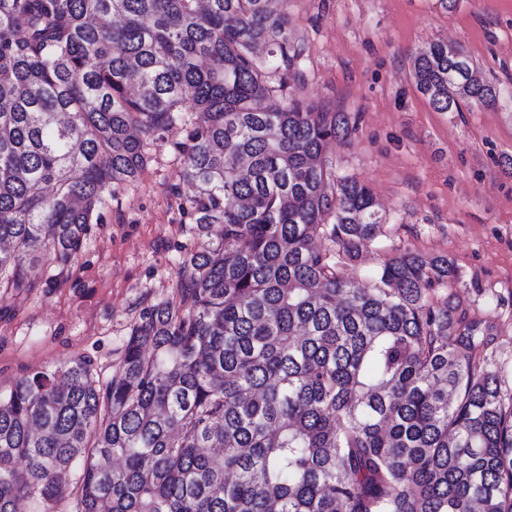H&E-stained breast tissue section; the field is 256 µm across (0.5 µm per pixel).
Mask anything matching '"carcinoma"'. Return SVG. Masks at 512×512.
I'll return each instance as SVG.
<instances>
[{
    "instance_id": "1",
    "label": "carcinoma",
    "mask_w": 512,
    "mask_h": 512,
    "mask_svg": "<svg viewBox=\"0 0 512 512\" xmlns=\"http://www.w3.org/2000/svg\"><path fill=\"white\" fill-rule=\"evenodd\" d=\"M298 57L269 0H0L1 296L71 265L147 141L206 115L174 143L200 246L112 379L79 358L0 389V512H512L490 326L431 298L446 258L339 273L385 219L324 158L346 113L268 106ZM411 63L437 112L500 103L460 47Z\"/></svg>"
}]
</instances>
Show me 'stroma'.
Returning <instances> with one entry per match:
<instances>
[{
	"mask_svg": "<svg viewBox=\"0 0 512 512\" xmlns=\"http://www.w3.org/2000/svg\"><path fill=\"white\" fill-rule=\"evenodd\" d=\"M302 79L287 93L347 113L353 131L326 160L365 183L385 218L375 243L339 271H368L411 252L456 269L440 296L456 294L469 319L492 326L490 368L512 389V0H284ZM433 41L462 46L508 96L494 109L435 111L410 76L411 53ZM199 113L151 143L149 166L109 201L67 268L38 267L36 288L0 298V388L83 358L111 379L132 319L166 297L179 260L200 241L170 187L173 144Z\"/></svg>",
	"mask_w": 512,
	"mask_h": 512,
	"instance_id": "stroma-1",
	"label": "stroma"
}]
</instances>
